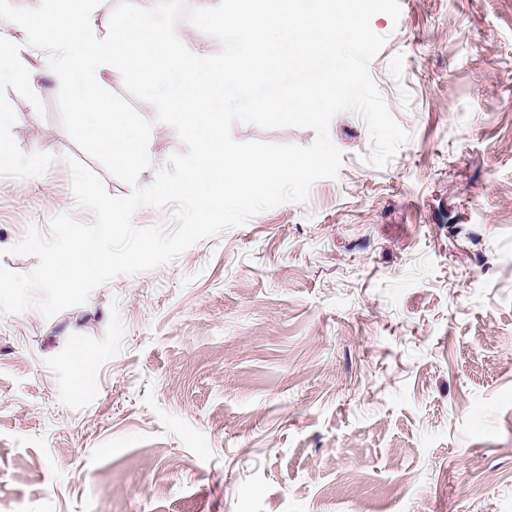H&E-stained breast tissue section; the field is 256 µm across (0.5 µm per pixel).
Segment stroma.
<instances>
[{
  "label": "stroma",
  "mask_w": 512,
  "mask_h": 512,
  "mask_svg": "<svg viewBox=\"0 0 512 512\" xmlns=\"http://www.w3.org/2000/svg\"><path fill=\"white\" fill-rule=\"evenodd\" d=\"M400 5L371 19V78L411 135L386 167L339 113L343 164L308 201L53 318L0 317V512H512V0ZM58 91L39 79L40 112L6 92L20 149L56 157L0 179L16 272L38 263L10 251L28 225L93 220L67 159L130 192L65 131ZM130 101L156 158L182 150Z\"/></svg>",
  "instance_id": "1"
}]
</instances>
